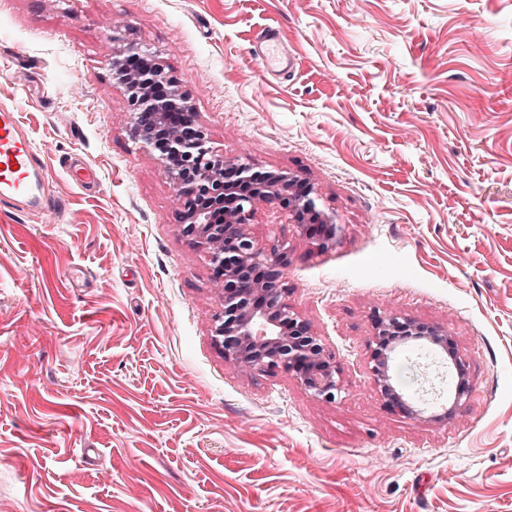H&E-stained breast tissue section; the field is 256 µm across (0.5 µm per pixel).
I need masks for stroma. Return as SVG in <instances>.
Here are the masks:
<instances>
[{"mask_svg": "<svg viewBox=\"0 0 512 512\" xmlns=\"http://www.w3.org/2000/svg\"><path fill=\"white\" fill-rule=\"evenodd\" d=\"M266 27L290 73L260 66ZM129 42L213 148L343 224L329 249L271 205L249 226L286 243L337 401L225 359L208 254L109 63ZM0 110L65 201L0 204V512H512V0H0ZM390 314L455 344L396 356L412 415L370 370Z\"/></svg>", "mask_w": 512, "mask_h": 512, "instance_id": "1", "label": "stroma"}]
</instances>
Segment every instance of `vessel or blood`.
Listing matches in <instances>:
<instances>
[{
    "label": "vessel or blood",
    "mask_w": 512,
    "mask_h": 512,
    "mask_svg": "<svg viewBox=\"0 0 512 512\" xmlns=\"http://www.w3.org/2000/svg\"><path fill=\"white\" fill-rule=\"evenodd\" d=\"M261 51L258 58L264 70L281 71L294 66V59L281 45L276 29L258 36ZM36 150L25 134L17 113H0V202L12 204L26 199L38 208L55 211L59 200L45 196L43 182L35 175Z\"/></svg>",
    "instance_id": "obj_1"
}]
</instances>
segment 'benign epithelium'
Listing matches in <instances>:
<instances>
[{
  "instance_id": "obj_1",
  "label": "benign epithelium",
  "mask_w": 512,
  "mask_h": 512,
  "mask_svg": "<svg viewBox=\"0 0 512 512\" xmlns=\"http://www.w3.org/2000/svg\"><path fill=\"white\" fill-rule=\"evenodd\" d=\"M126 56L139 59L140 69L126 72L122 67ZM112 70L126 87L135 138L151 150L156 149L157 138L164 139L162 160L184 201L182 232L205 247L215 280L222 286L224 320L215 327V336L224 347L225 359L263 371L282 367L295 373L314 397L336 401L343 385L335 366L309 324L284 299L282 278L288 267V248L259 244L248 224L256 207L265 203L287 210L290 222L300 230L310 223L327 225L332 244L341 238L343 225L319 211L314 188L301 187L283 171L256 172L248 164L226 160L209 146L203 129L187 136L172 124L170 116L175 110L194 122L193 105L179 88L164 99L154 95L153 86L162 79V71L141 47L128 44L113 53ZM229 196L235 198V207L226 212L224 201ZM216 211L224 212L223 221L213 219ZM374 338L377 348L371 372L375 384L390 404L414 413L392 383L390 362L410 339L448 350L447 332L389 315L376 320Z\"/></svg>"
}]
</instances>
